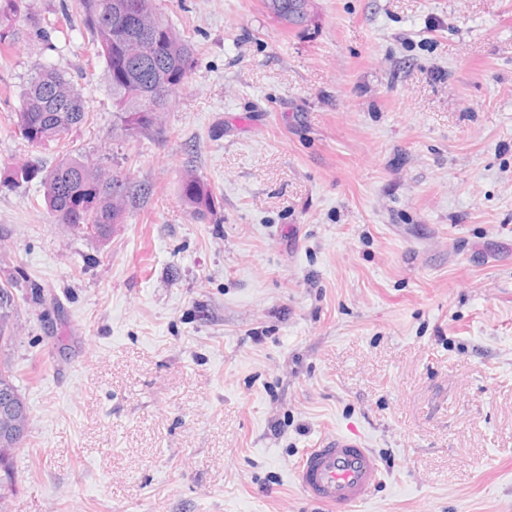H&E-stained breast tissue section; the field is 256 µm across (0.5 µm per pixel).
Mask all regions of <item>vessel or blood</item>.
<instances>
[{
    "label": "vessel or blood",
    "instance_id": "1",
    "mask_svg": "<svg viewBox=\"0 0 512 512\" xmlns=\"http://www.w3.org/2000/svg\"><path fill=\"white\" fill-rule=\"evenodd\" d=\"M300 490L320 504L348 512L364 503L384 474L372 449L360 438L334 435L306 449L293 469Z\"/></svg>",
    "mask_w": 512,
    "mask_h": 512
}]
</instances>
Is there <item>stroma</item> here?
I'll return each instance as SVG.
<instances>
[{"label": "stroma", "mask_w": 512, "mask_h": 512, "mask_svg": "<svg viewBox=\"0 0 512 512\" xmlns=\"http://www.w3.org/2000/svg\"><path fill=\"white\" fill-rule=\"evenodd\" d=\"M62 3L27 0L50 39L0 58V366L30 411L0 512H329L292 470L338 433L385 474L352 512H512V0H311L298 27L156 0L196 62L137 138ZM39 63L89 119L33 147ZM69 152L126 178L108 240L9 178ZM180 198L196 216H204L220 208V201L209 185L193 170H186L181 178ZM12 289V284L0 286V344H6L13 338L18 305Z\"/></svg>", "instance_id": "1"}]
</instances>
